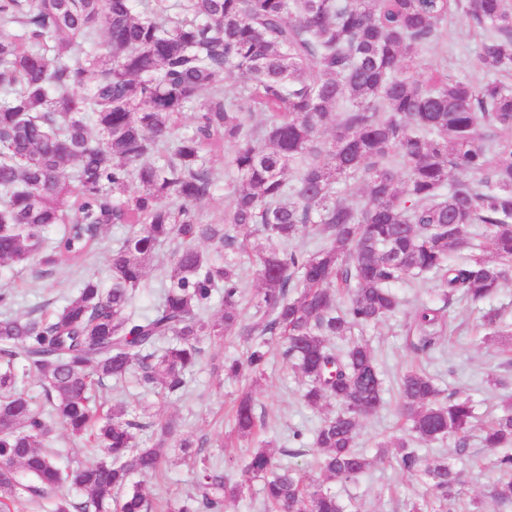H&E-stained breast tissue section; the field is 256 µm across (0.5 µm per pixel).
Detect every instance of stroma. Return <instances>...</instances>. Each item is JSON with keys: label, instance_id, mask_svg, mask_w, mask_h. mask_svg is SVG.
I'll use <instances>...</instances> for the list:
<instances>
[{"label": "stroma", "instance_id": "1", "mask_svg": "<svg viewBox=\"0 0 512 512\" xmlns=\"http://www.w3.org/2000/svg\"><path fill=\"white\" fill-rule=\"evenodd\" d=\"M478 39L476 30L462 20H454L442 45L427 52L426 61L447 67L458 76L472 75L470 59ZM129 231L125 224L107 225L93 259L70 272L44 274L36 265L0 266V287L10 289L15 297L13 314L27 315L47 302L62 305L76 293L86 275L108 282V254ZM435 286V280L429 277L424 288L405 283L398 293L407 308L425 298L427 290ZM406 308L362 333L374 351L387 389V402L365 418L356 432L357 448L370 459V468L351 481L324 482L345 512H352L356 506L361 512H407L410 503L420 500L425 491L417 476L402 470L381 452L382 447L406 434L396 411V382L404 371L422 368L444 392H463L482 421L500 414L504 400L512 398V346L487 335L482 326V316L488 310L503 309L512 316V278L503 283L495 298L483 304L475 306L465 299L454 298L447 312L455 333L450 339L441 340L435 352L428 356L416 354L413 339L406 334ZM248 386L254 390L258 411L264 412L268 420L267 428L258 430L257 438L272 442V452L281 463L320 477L317 451L298 447L292 440V432L298 429L311 433L333 409L327 405L305 404L301 398V379L280 356H272L266 378L258 382L246 370L236 378H215L208 360L188 376L186 392L180 397L145 392L131 379L107 383L102 395L109 404L124 408L129 415L146 413L157 422L177 421L183 434L198 443L202 457L228 465L229 460L244 456L253 446L254 440L239 439L231 433L233 401ZM418 452L432 461H448L459 470L466 500L480 501L489 512H512V504H495L490 496L499 479L493 465L496 453L482 446L479 432L470 434L462 450L454 441L443 439L419 443ZM192 478L191 461L176 450L169 453L159 472L137 474L133 480L153 496L173 500L185 496Z\"/></svg>", "mask_w": 512, "mask_h": 512}]
</instances>
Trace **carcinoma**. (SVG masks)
<instances>
[{"label": "carcinoma", "instance_id": "obj_1", "mask_svg": "<svg viewBox=\"0 0 512 512\" xmlns=\"http://www.w3.org/2000/svg\"><path fill=\"white\" fill-rule=\"evenodd\" d=\"M457 17L480 32L473 68L481 79L424 67ZM102 34L100 53L92 47ZM62 35L80 57H64ZM232 72L242 89L230 97L224 74ZM506 75L512 0H0V263L81 267L105 225L131 227L109 257V287L91 275L58 309L0 316V512L21 499L50 512H149L132 476L159 470L168 448L187 453L194 443L174 422L94 409L92 392L132 377L146 392L177 394L206 344L227 336L245 351L212 364L214 373L235 377L246 367L265 378L277 339L282 360L306 381L305 402L337 405L312 433L322 473L346 482L365 472L371 461L355 433L385 404V387L372 350L351 336L400 310L393 288L408 275H430L443 305L421 300L406 323L426 355L451 334L450 300L483 303L512 276ZM218 152L223 172L206 164ZM226 171L236 180L232 205L224 223L205 224L197 204ZM134 181L140 190L130 196ZM353 183L364 193L348 203L340 188ZM248 224L284 248L238 242L232 230ZM474 225L493 257L451 261L472 245ZM314 229L324 236L316 250L288 248ZM164 243L174 248L160 302L139 316L133 300ZM246 262L261 283L248 318ZM216 296L224 310L209 317ZM484 324L500 336L509 327L498 310ZM26 377L42 383L46 413L18 387ZM397 413L410 439L396 444V461L428 480L423 506L410 512H458V473L412 443L453 438L465 447L471 400L443 395L415 369L400 378ZM234 418L241 437L265 425L249 391ZM55 423L92 438L99 456L61 468L41 447ZM145 427L155 430L150 447L137 441ZM482 443L512 445L511 404L483 427ZM495 468L508 480L494 498L512 502V453L498 455ZM240 469L231 483L195 460L191 492L170 512H224L254 479L266 512H343L331 490L278 464L263 443Z\"/></svg>", "mask_w": 512, "mask_h": 512}]
</instances>
